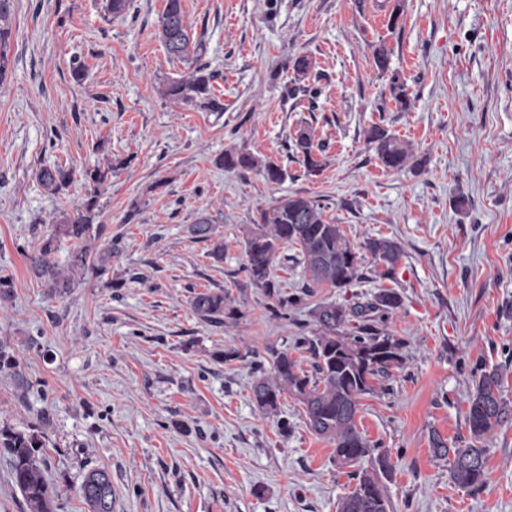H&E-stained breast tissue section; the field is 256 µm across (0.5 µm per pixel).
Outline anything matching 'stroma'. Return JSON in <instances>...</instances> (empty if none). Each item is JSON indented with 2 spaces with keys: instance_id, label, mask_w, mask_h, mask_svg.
<instances>
[{
  "instance_id": "obj_1",
  "label": "stroma",
  "mask_w": 512,
  "mask_h": 512,
  "mask_svg": "<svg viewBox=\"0 0 512 512\" xmlns=\"http://www.w3.org/2000/svg\"><path fill=\"white\" fill-rule=\"evenodd\" d=\"M9 68L0 83V274L14 295L0 339L17 359L0 373V427L42 432L38 455L59 512H85V468L108 471L114 512H337L354 481L334 446L283 397L262 415L250 387L270 349L295 350L320 301L397 289L387 331L402 368L362 400L357 426L393 464L391 512H512V421L485 442L480 491L456 485L430 436L469 440L467 397L480 366L499 367L512 405V0H183L217 112L162 96L189 71L157 34L165 0H11ZM401 8L397 28L388 25ZM410 98L400 110L373 51ZM313 61L298 81L296 56ZM84 67L82 81L73 63ZM385 121L421 165L384 169L365 138ZM312 127L324 169L310 175L292 137ZM246 149L287 172L282 183L217 160ZM98 168L93 248H113L100 273L52 295L29 269L38 236L85 196L35 179L43 166ZM320 199L352 247L400 243L393 279L371 259L349 288H318L273 316L251 287L241 247L258 209L285 195ZM220 215L224 260L188 228ZM223 290L236 320L211 326L195 293ZM239 351L237 360L218 355Z\"/></svg>"
}]
</instances>
